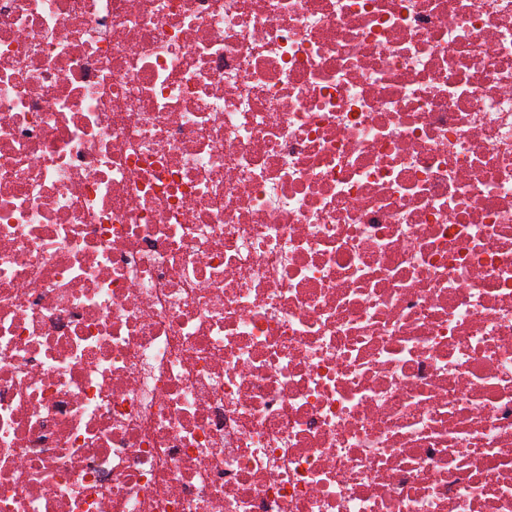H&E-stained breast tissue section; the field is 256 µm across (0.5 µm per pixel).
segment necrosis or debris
Listing matches in <instances>:
<instances>
[{
	"mask_svg": "<svg viewBox=\"0 0 512 512\" xmlns=\"http://www.w3.org/2000/svg\"><path fill=\"white\" fill-rule=\"evenodd\" d=\"M0 512H512V0H0Z\"/></svg>",
	"mask_w": 512,
	"mask_h": 512,
	"instance_id": "obj_1",
	"label": "necrosis or debris"
}]
</instances>
